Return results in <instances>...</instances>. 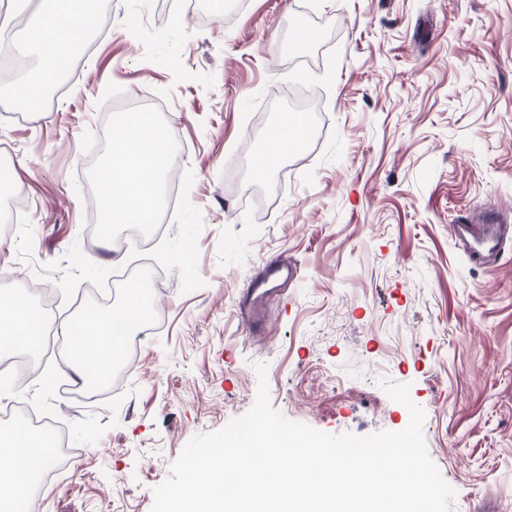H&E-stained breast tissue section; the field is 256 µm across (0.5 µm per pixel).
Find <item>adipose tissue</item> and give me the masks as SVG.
Returning a JSON list of instances; mask_svg holds the SVG:
<instances>
[{
  "label": "adipose tissue",
  "instance_id": "ef3b65f1",
  "mask_svg": "<svg viewBox=\"0 0 512 512\" xmlns=\"http://www.w3.org/2000/svg\"><path fill=\"white\" fill-rule=\"evenodd\" d=\"M83 0H38L24 30V47L37 58L36 66L15 86L16 104L35 110L34 96L47 86L58 68L56 59L71 51L78 32L92 28L95 19ZM168 137L165 128L149 124L140 115H120L112 123V150L103 182L106 221L151 224L159 212L161 186L168 173ZM143 303L137 286H130L123 304L106 312L92 311L63 324L64 332L92 337L93 347L76 350L68 366L78 378L105 373L135 335ZM40 331L32 306L21 294L0 297V354L38 347ZM52 457L46 439L12 432L0 433V512H19V495L34 472Z\"/></svg>",
  "mask_w": 512,
  "mask_h": 512
}]
</instances>
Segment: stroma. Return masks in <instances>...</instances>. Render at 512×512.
<instances>
[{"mask_svg": "<svg viewBox=\"0 0 512 512\" xmlns=\"http://www.w3.org/2000/svg\"><path fill=\"white\" fill-rule=\"evenodd\" d=\"M161 3L107 0L41 111L0 94V168L28 203L0 235V293H49L62 324L127 270L157 272L161 326L119 387L67 396L52 349L24 352L29 385L0 386L73 451L41 512H151L187 442L252 407L260 363L273 407L330 434L405 428L381 383L409 384L451 512H512V246L473 268L452 241L468 214L512 225V0H224L214 20ZM130 99L166 105L175 194L159 234L108 262L88 161ZM299 108L304 149L255 178L267 130ZM273 254L298 275L273 282L252 336L238 298Z\"/></svg>", "mask_w": 512, "mask_h": 512, "instance_id": "stroma-1", "label": "stroma"}]
</instances>
